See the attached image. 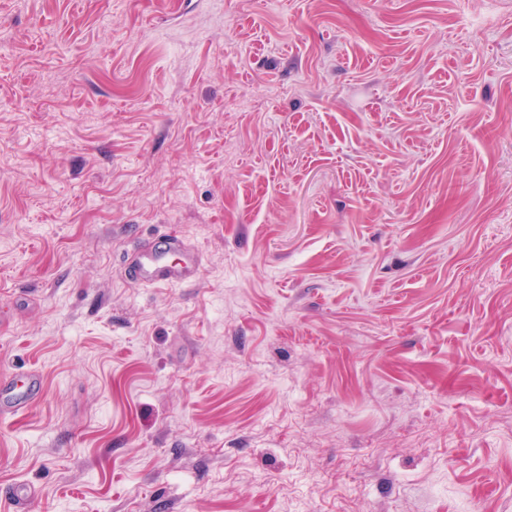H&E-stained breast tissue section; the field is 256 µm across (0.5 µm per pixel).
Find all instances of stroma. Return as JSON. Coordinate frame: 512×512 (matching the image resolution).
Here are the masks:
<instances>
[{
	"label": "stroma",
	"instance_id": "1",
	"mask_svg": "<svg viewBox=\"0 0 512 512\" xmlns=\"http://www.w3.org/2000/svg\"><path fill=\"white\" fill-rule=\"evenodd\" d=\"M29 369L0 512H512V0H0ZM177 240L166 239L157 251L144 259L139 258L128 268V276L142 286L173 285L191 281L198 272L197 256L192 248L184 247L183 264L169 265L164 261L165 250L173 249Z\"/></svg>",
	"mask_w": 512,
	"mask_h": 512
}]
</instances>
